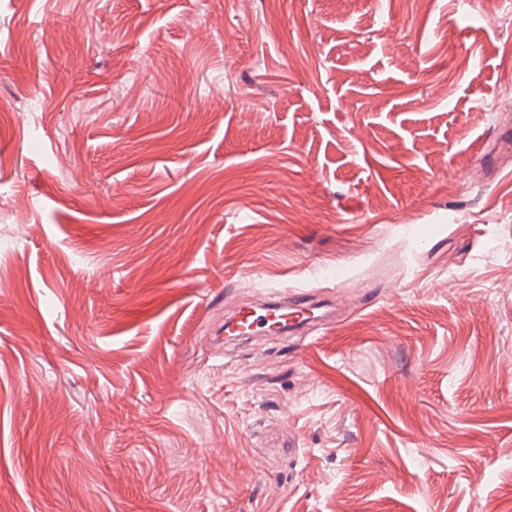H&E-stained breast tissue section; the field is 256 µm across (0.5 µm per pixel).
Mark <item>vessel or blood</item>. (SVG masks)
<instances>
[{
	"instance_id": "obj_1",
	"label": "vessel or blood",
	"mask_w": 512,
	"mask_h": 512,
	"mask_svg": "<svg viewBox=\"0 0 512 512\" xmlns=\"http://www.w3.org/2000/svg\"><path fill=\"white\" fill-rule=\"evenodd\" d=\"M327 316L323 302L301 291L285 303L265 298L237 306L224 322V334L233 338L285 336L303 328L317 329Z\"/></svg>"
}]
</instances>
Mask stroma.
Here are the masks:
<instances>
[{"instance_id": "obj_1", "label": "stroma", "mask_w": 512, "mask_h": 512, "mask_svg": "<svg viewBox=\"0 0 512 512\" xmlns=\"http://www.w3.org/2000/svg\"><path fill=\"white\" fill-rule=\"evenodd\" d=\"M507 12L0 0V512H512ZM328 307L314 301L309 291L294 293L285 304L277 298L241 304L224 321V343L228 337L286 336L303 328L316 330L326 321Z\"/></svg>"}]
</instances>
